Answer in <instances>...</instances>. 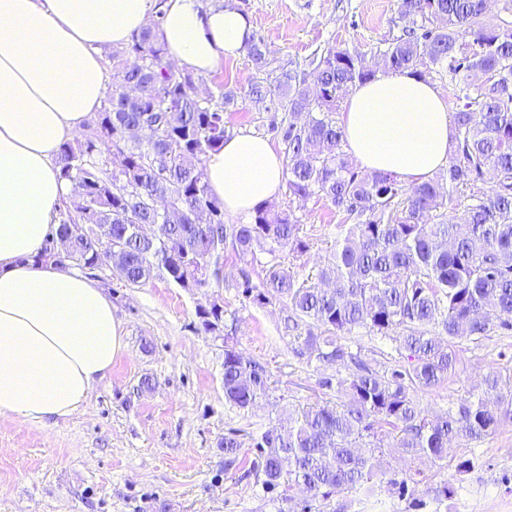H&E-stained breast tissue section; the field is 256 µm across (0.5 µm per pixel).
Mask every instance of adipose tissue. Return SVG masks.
<instances>
[{
	"instance_id": "1",
	"label": "adipose tissue",
	"mask_w": 512,
	"mask_h": 512,
	"mask_svg": "<svg viewBox=\"0 0 512 512\" xmlns=\"http://www.w3.org/2000/svg\"><path fill=\"white\" fill-rule=\"evenodd\" d=\"M151 0H0V416L62 419L86 402L123 350L103 288L45 257L70 185L62 144L90 121L107 90L102 48L147 25ZM252 38L240 11L166 0L170 59L206 74ZM346 143L369 172L423 182L448 162L453 126L435 85L404 72L348 92ZM206 180L230 214H250L281 185L282 157L260 136L237 135L209 154Z\"/></svg>"
}]
</instances>
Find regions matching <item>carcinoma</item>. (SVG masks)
Segmentation results:
<instances>
[{
	"label": "carcinoma",
	"instance_id": "carcinoma-1",
	"mask_svg": "<svg viewBox=\"0 0 512 512\" xmlns=\"http://www.w3.org/2000/svg\"><path fill=\"white\" fill-rule=\"evenodd\" d=\"M486 7L487 0H397L398 18L408 26L378 61L385 72L421 78L419 66L428 62L455 76H483L459 88L460 107L450 115L446 192L433 178L408 186L392 173L364 174L343 150L340 99L376 70L329 49L300 74L290 65L270 68L260 39L245 47L263 75L251 85L252 97L266 101L269 112L301 119L286 127L271 123L284 144L288 197H321L344 215L331 258L315 274L321 288L293 270L310 248L293 208L261 205L246 224L224 223L205 161L232 136L224 111L237 103V92L222 88L200 98L193 73L170 67L159 38L160 3L132 43L112 51V81L90 135L61 148V177L83 183L84 192L59 216L56 236H72L74 252L57 262L93 268L106 261L132 286L160 271L192 290L221 282L229 247L243 264L244 297L258 307L285 303V328H305L293 337V355L344 369L319 382L336 401L307 406L288 417V427L250 436L263 490L283 488L285 503L287 492L303 490L301 512H324L338 489L372 495L384 487L419 512L426 507L419 480L386 478L385 455L424 456L446 466L453 441L481 439L512 419V393L503 392L497 373L484 378L493 406L470 396L432 417L417 397L448 381L460 341L512 331V21H487ZM464 192L469 203L448 216ZM79 224L90 231H77ZM284 250L291 260L280 255ZM260 253L270 259L261 262ZM257 265L263 275L255 284ZM197 317L201 331L224 329L217 301L200 307ZM360 328L391 337L400 358L364 361L362 348L349 344ZM270 385L266 367L224 337V401L245 411L268 396ZM363 441L370 452L355 453ZM219 447L224 469L235 466L241 430H228ZM454 495L448 479L434 488L440 505Z\"/></svg>",
	"mask_w": 512,
	"mask_h": 512
}]
</instances>
